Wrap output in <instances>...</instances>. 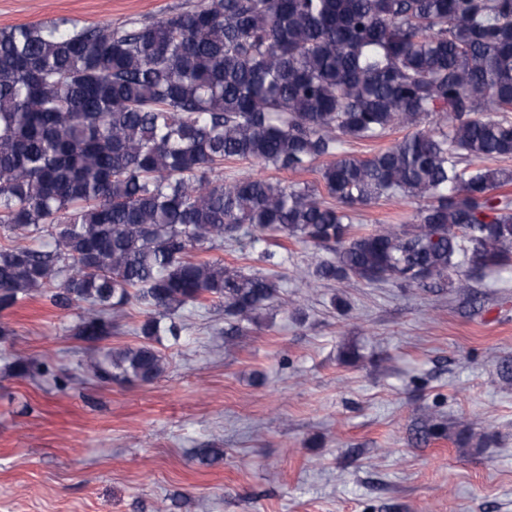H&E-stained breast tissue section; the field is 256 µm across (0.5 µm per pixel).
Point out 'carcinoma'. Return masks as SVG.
<instances>
[{
  "label": "carcinoma",
  "instance_id": "carcinoma-1",
  "mask_svg": "<svg viewBox=\"0 0 512 512\" xmlns=\"http://www.w3.org/2000/svg\"><path fill=\"white\" fill-rule=\"evenodd\" d=\"M512 0H201L121 27L66 19L0 30V310L40 297L97 344L129 304L143 342L85 374L151 382L182 311L214 303L237 336L281 279L198 249L267 236L329 249L305 279L470 288L512 265ZM446 128L419 129L430 115ZM414 132L369 158L351 141ZM327 158L320 168L315 163ZM254 161L313 182L224 180ZM418 202L408 224L356 211Z\"/></svg>",
  "mask_w": 512,
  "mask_h": 512
}]
</instances>
